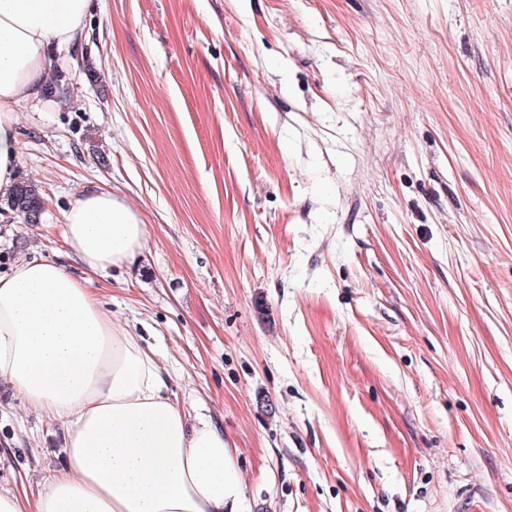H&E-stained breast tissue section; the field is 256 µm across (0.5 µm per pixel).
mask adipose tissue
Instances as JSON below:
<instances>
[{"label": "adipose tissue", "mask_w": 512, "mask_h": 512, "mask_svg": "<svg viewBox=\"0 0 512 512\" xmlns=\"http://www.w3.org/2000/svg\"><path fill=\"white\" fill-rule=\"evenodd\" d=\"M89 0H0V196L13 194L21 102L47 87V47L83 36ZM85 268L140 249L138 212L109 191L81 194L65 224ZM0 379L66 431L67 465L35 503L0 494V512H227L241 480L211 421L167 395L154 352L115 326L61 265L30 260L0 276Z\"/></svg>", "instance_id": "ef3b65f1"}]
</instances>
